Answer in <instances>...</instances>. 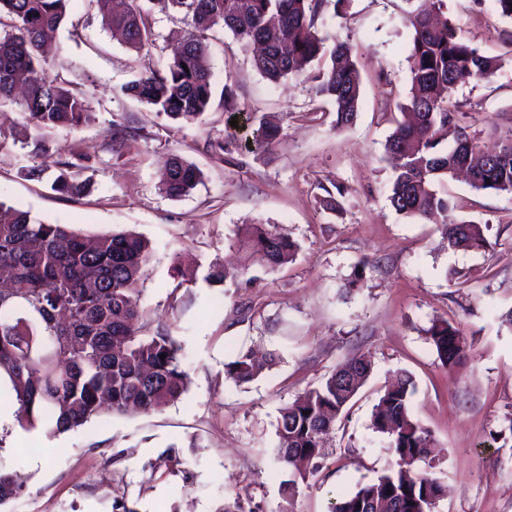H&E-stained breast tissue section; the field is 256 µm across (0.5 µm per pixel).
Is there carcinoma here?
<instances>
[{"label": "carcinoma", "instance_id": "obj_1", "mask_svg": "<svg viewBox=\"0 0 512 512\" xmlns=\"http://www.w3.org/2000/svg\"><path fill=\"white\" fill-rule=\"evenodd\" d=\"M70 0H0V20L9 30L0 35V106L18 109L32 130V155L46 154L45 143L59 129L79 130L95 121L86 99L57 82L51 71L62 56L48 58L43 45L49 33L65 24ZM97 6L103 26L129 48L152 44V32L137 0L122 10L112 0H88ZM164 12L183 15L187 27L178 52L163 69L150 70L127 84L123 93L182 124L197 122L212 96V72L205 63L210 35L220 28L253 53L256 70L278 82L297 75L307 64H324L312 92L331 100L336 126L356 119L361 78L352 60V45L336 35L320 34L319 20L341 0H151ZM412 29L408 48L410 87L404 109L413 116L400 124L386 143L393 178L389 201L396 212L429 220L443 218L450 249L485 246L482 225L457 220L453 199L442 181L459 170L469 174L475 191L512 194V126L497 131L489 154L460 125L454 101L457 80H490L502 58L488 56L457 39L442 9H414L405 16ZM453 133L455 146L442 145ZM281 135L279 124L262 120L254 144L269 150ZM57 160L52 189L79 196L83 159ZM198 167L178 154L168 160L160 187L170 198L188 195L200 182ZM241 264L228 269L214 261L199 264L202 280L220 286L252 268L275 271L292 262L297 243L266 224L245 229ZM152 248L143 237L114 232L89 241L67 224H50L28 210L0 202V270L9 286L0 288V377L14 393L15 420L26 432L56 436L79 428L107 412L160 410L187 393L190 377L184 350L164 327L146 335L143 285L151 274ZM425 334L444 368L467 359L455 322L438 318ZM165 358H160V355ZM261 366L248 352L224 365L225 379L237 386L252 382ZM373 371L367 355H356L334 369L319 386L306 390L279 411L272 448L274 461L294 468L281 483V497L292 503L300 485L315 475L326 458V443L347 406ZM416 387L405 371L392 374L372 412L373 432L387 439L392 463L375 480L359 484L338 500L331 512H433L445 488L414 470L428 456L427 429L413 415ZM26 479L0 469V506L20 496Z\"/></svg>", "mask_w": 512, "mask_h": 512}]
</instances>
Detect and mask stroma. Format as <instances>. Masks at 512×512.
I'll use <instances>...</instances> for the list:
<instances>
[{"mask_svg": "<svg viewBox=\"0 0 512 512\" xmlns=\"http://www.w3.org/2000/svg\"><path fill=\"white\" fill-rule=\"evenodd\" d=\"M139 4L154 34L149 49L113 40L87 0H71L54 37L65 59L57 78L87 99L95 121L58 130L48 155L65 159L79 145L90 193L54 192L52 168L42 180L25 179L19 168L30 164V148L20 139L0 151V201L85 237L132 231L147 239L145 329L170 327L184 347L190 388L160 411L105 415L58 436L1 422L0 468L27 477L28 487L0 512H115L119 505L215 512L237 497L279 512L287 474L268 454L279 411L356 354L371 356L373 373L337 422L318 477L300 487L294 512H329L388 467L370 419L396 370L413 375L412 410L433 438L431 457L416 468L448 489L434 512H512V439L495 436L512 417V327L501 319L512 310V194L445 181L455 218L484 225L480 250L449 249L442 224L392 207L385 143L409 89V0H345L325 18L326 33L350 40L361 76L360 108L348 128L337 127L332 103L311 91L318 63L271 83L221 30L211 38L214 92L201 121L182 125L123 95V86L167 62L183 29L178 14L159 12L151 0ZM444 10L461 39L503 59L492 81L467 79L455 91L479 145H491L494 127L512 125V20L499 16L494 0H444ZM228 85L234 114L224 108ZM264 116L282 135L272 150L257 152L251 140ZM219 141L226 150L216 149ZM172 154L202 172L180 199L158 189ZM338 188L342 209L334 213L319 199ZM258 223L297 243L293 263L253 270L247 286L199 281L173 290V265L188 275L198 258L236 264L242 226ZM364 260L363 287L345 295ZM437 317L457 322L468 349L452 371L425 336ZM247 350L278 359L251 383L225 380V363Z\"/></svg>", "mask_w": 512, "mask_h": 512, "instance_id": "obj_1", "label": "stroma"}]
</instances>
